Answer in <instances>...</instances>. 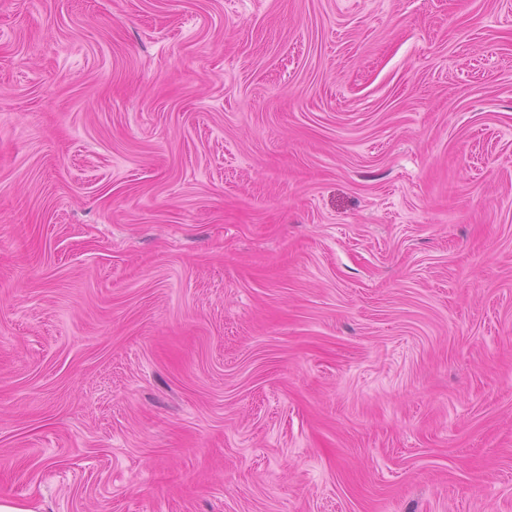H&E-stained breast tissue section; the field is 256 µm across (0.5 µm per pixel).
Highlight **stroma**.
<instances>
[{"instance_id":"1","label":"stroma","mask_w":512,"mask_h":512,"mask_svg":"<svg viewBox=\"0 0 512 512\" xmlns=\"http://www.w3.org/2000/svg\"><path fill=\"white\" fill-rule=\"evenodd\" d=\"M0 498L512 512V0H0Z\"/></svg>"}]
</instances>
